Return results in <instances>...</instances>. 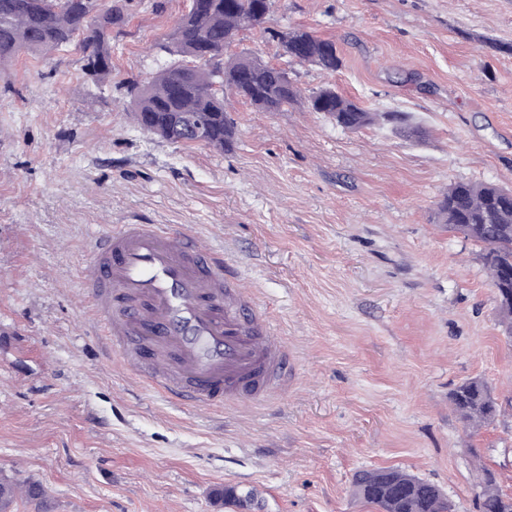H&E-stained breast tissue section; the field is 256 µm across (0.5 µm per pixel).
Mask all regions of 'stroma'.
<instances>
[{
    "instance_id": "stroma-1",
    "label": "stroma",
    "mask_w": 512,
    "mask_h": 512,
    "mask_svg": "<svg viewBox=\"0 0 512 512\" xmlns=\"http://www.w3.org/2000/svg\"><path fill=\"white\" fill-rule=\"evenodd\" d=\"M186 6L132 0L99 89L74 49L0 66V475L40 483L54 512H377L351 480L380 467L479 512L480 462L512 494V336L480 246L434 220L452 182L512 186V0H274L232 50L287 68L299 96L232 98L225 151L122 108ZM293 27L334 40L341 68L289 61L268 32ZM325 87L422 137L336 126L308 107ZM115 224L223 248L295 359L288 392L177 404L106 355L79 269ZM471 378L501 405L473 435L449 402Z\"/></svg>"
}]
</instances>
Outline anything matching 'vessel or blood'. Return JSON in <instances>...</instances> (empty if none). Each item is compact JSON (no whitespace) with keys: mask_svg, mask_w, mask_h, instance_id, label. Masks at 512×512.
I'll return each mask as SVG.
<instances>
[{"mask_svg":"<svg viewBox=\"0 0 512 512\" xmlns=\"http://www.w3.org/2000/svg\"><path fill=\"white\" fill-rule=\"evenodd\" d=\"M81 284L114 354L146 384L216 409L275 394L293 366L270 317L224 251L169 224H116L95 237Z\"/></svg>","mask_w":512,"mask_h":512,"instance_id":"1","label":"vessel or blood"}]
</instances>
